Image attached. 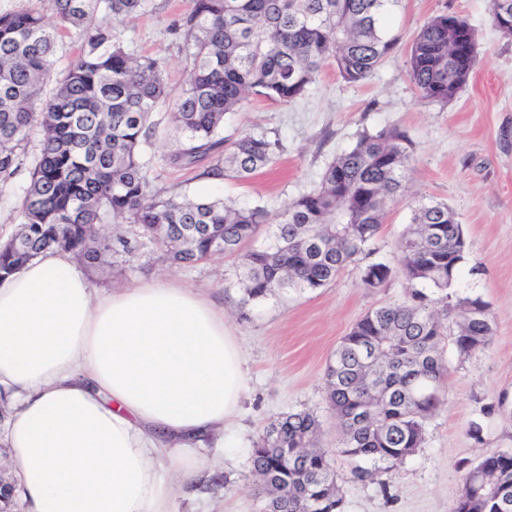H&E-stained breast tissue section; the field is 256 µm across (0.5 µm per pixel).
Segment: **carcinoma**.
Returning a JSON list of instances; mask_svg holds the SVG:
<instances>
[{
	"label": "carcinoma",
	"instance_id": "carcinoma-1",
	"mask_svg": "<svg viewBox=\"0 0 512 512\" xmlns=\"http://www.w3.org/2000/svg\"><path fill=\"white\" fill-rule=\"evenodd\" d=\"M148 0H47L38 11L0 12V184L12 181L41 132L30 181L20 201L19 230L0 245V276L49 250L71 252L90 266L118 254L97 226L136 229L170 266L217 254L237 257L242 304L288 290L327 286L357 263L384 223L410 169L405 131L363 132L335 157L312 191L271 221L259 206L220 197H190L157 183L152 114L168 110L176 148L170 166L211 162L207 176L245 179L272 163L278 143L244 135L224 140V117L250 96L290 103L302 98L330 63L348 83L368 79L394 43L379 30L389 0H189L180 31L192 68L174 97L166 60L130 52L115 26ZM494 27L512 26V0H491ZM78 31L81 51L52 93L57 30ZM474 28L463 17L428 21L413 40L407 75L421 99L446 104L475 66ZM263 242L244 248L259 234ZM410 297L366 313L342 338L325 374L336 418V452L359 481H373L424 442L448 373L441 348L448 316L464 356L493 335L488 304L448 293L465 260L466 242L448 204L422 201L399 239ZM391 267L361 268L367 288L382 287ZM318 416L300 411L270 423L254 442L250 463L266 496L265 512H342L330 454L321 448ZM453 512H512V452L469 465Z\"/></svg>",
	"mask_w": 512,
	"mask_h": 512
}]
</instances>
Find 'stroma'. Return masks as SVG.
Returning a JSON list of instances; mask_svg holds the SVG:
<instances>
[{
  "label": "stroma",
  "mask_w": 512,
  "mask_h": 512,
  "mask_svg": "<svg viewBox=\"0 0 512 512\" xmlns=\"http://www.w3.org/2000/svg\"><path fill=\"white\" fill-rule=\"evenodd\" d=\"M188 9L187 0H149L143 14L117 28L130 51L166 59L167 82L176 94L185 85L189 61L170 28ZM446 12L464 16L475 29L477 64L467 84L442 105L419 99L406 60L421 28ZM380 31L395 47L367 81L346 83L327 64L305 97L289 104L252 97L226 115V138L248 133L281 144L273 162L248 179L214 182L205 164H163L171 147L166 114L153 116L158 134L151 153L160 185L261 206L273 217L314 189L326 166L362 131L400 127L412 141L413 157L405 195L390 208L370 246V261L393 270L381 288H364L352 265L324 288L291 291L243 310L233 258L171 269L148 244L138 247L126 272L90 277L100 293L160 277L201 289L223 309L247 352L240 442L225 449L197 486L176 488V512H264L266 499L257 490L249 454L270 422L288 412L319 416L344 512H453L468 463L512 451V37L493 26L490 0H392ZM28 181L24 169L0 186L2 240L20 222L18 204ZM421 199L447 203L461 224L467 253L451 291L488 303L494 335L484 350L467 357L446 340L449 373L442 403L426 423L423 446L375 481L361 482L352 477L348 459L335 451L339 428L327 408L325 370L342 337L368 311L407 300L398 239ZM474 421L483 426L479 444L467 434Z\"/></svg>",
  "instance_id": "1"
}]
</instances>
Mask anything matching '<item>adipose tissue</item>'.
<instances>
[{"label":"adipose tissue","instance_id":"ef3b65f1","mask_svg":"<svg viewBox=\"0 0 512 512\" xmlns=\"http://www.w3.org/2000/svg\"><path fill=\"white\" fill-rule=\"evenodd\" d=\"M244 354L172 280L95 294L64 251L0 277V429L26 512H175L162 474L211 469L238 423Z\"/></svg>","mask_w":512,"mask_h":512}]
</instances>
